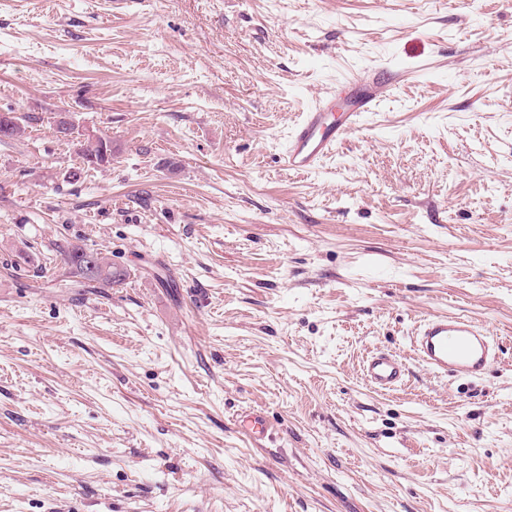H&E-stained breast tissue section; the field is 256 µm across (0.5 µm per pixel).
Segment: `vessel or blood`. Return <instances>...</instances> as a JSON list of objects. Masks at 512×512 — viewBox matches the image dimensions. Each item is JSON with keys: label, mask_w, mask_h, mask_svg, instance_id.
I'll use <instances>...</instances> for the list:
<instances>
[{"label": "vessel or blood", "mask_w": 512, "mask_h": 512, "mask_svg": "<svg viewBox=\"0 0 512 512\" xmlns=\"http://www.w3.org/2000/svg\"><path fill=\"white\" fill-rule=\"evenodd\" d=\"M382 88L378 81L356 88L348 101L345 121L340 125L321 109L306 113L294 129L284 154L288 168L297 172L316 168L366 112L371 111ZM414 351L435 373L472 378L486 374L499 347L483 327L471 319L433 315L420 325ZM363 375L375 389L390 391L404 384L407 367L400 356L379 350L365 361Z\"/></svg>", "instance_id": "b4317fda"}]
</instances>
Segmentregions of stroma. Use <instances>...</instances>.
Instances as JSON below:
<instances>
[{"instance_id":"1","label":"stroma","mask_w":512,"mask_h":512,"mask_svg":"<svg viewBox=\"0 0 512 512\" xmlns=\"http://www.w3.org/2000/svg\"><path fill=\"white\" fill-rule=\"evenodd\" d=\"M112 2L0 0V512H512V0ZM431 315L500 342L484 377L417 359ZM382 88L383 84L378 81L363 88L356 87L348 101L345 122L340 125H336L335 120L329 118V112H322L320 107L307 112L290 136L284 154L288 169L306 172L316 168L366 112H371ZM95 254V265L91 269L88 267V255ZM101 253L85 248H72L65 251L64 260L67 265L71 266L79 275L89 281L103 280L112 283V278L121 276L117 270H112V263L105 261V258L100 256ZM363 375L375 389L390 391L404 384L407 367L400 356L389 351L378 350L365 361Z\"/></svg>"}]
</instances>
